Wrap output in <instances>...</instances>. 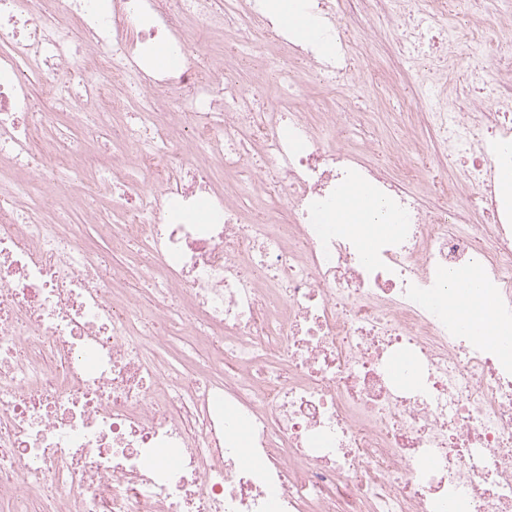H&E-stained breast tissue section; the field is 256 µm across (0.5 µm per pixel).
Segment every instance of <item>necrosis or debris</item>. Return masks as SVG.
Masks as SVG:
<instances>
[{"instance_id": "obj_1", "label": "necrosis or debris", "mask_w": 512, "mask_h": 512, "mask_svg": "<svg viewBox=\"0 0 512 512\" xmlns=\"http://www.w3.org/2000/svg\"><path fill=\"white\" fill-rule=\"evenodd\" d=\"M378 28L354 40L352 2ZM0 0V487L12 512H512V83L416 100L457 172L431 206L338 140L389 38L446 68L447 0ZM221 33L222 50L193 47ZM180 65H157L160 50ZM290 93L258 106L241 55ZM319 75L332 106L307 104ZM63 84L47 102L34 86ZM388 224L336 222L353 189ZM140 248L135 269L90 246ZM481 277L501 342L448 316ZM149 286L144 305L131 278ZM249 434L256 462L232 439ZM436 459L435 467L420 461Z\"/></svg>"}]
</instances>
